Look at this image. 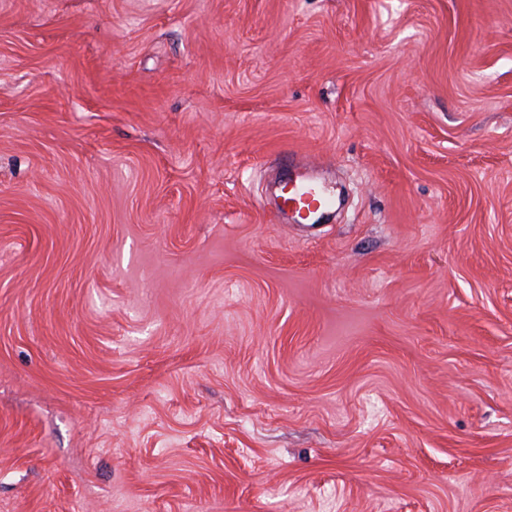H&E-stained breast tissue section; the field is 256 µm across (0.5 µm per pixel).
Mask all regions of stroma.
Returning <instances> with one entry per match:
<instances>
[{"mask_svg":"<svg viewBox=\"0 0 512 512\" xmlns=\"http://www.w3.org/2000/svg\"><path fill=\"white\" fill-rule=\"evenodd\" d=\"M0 512H512V0H0ZM288 177L283 182L287 193L283 196L282 205L285 209L299 213L311 212V218L326 213L335 205L334 194L329 187L321 182L294 177L286 166Z\"/></svg>","mask_w":512,"mask_h":512,"instance_id":"1","label":"stroma"}]
</instances>
